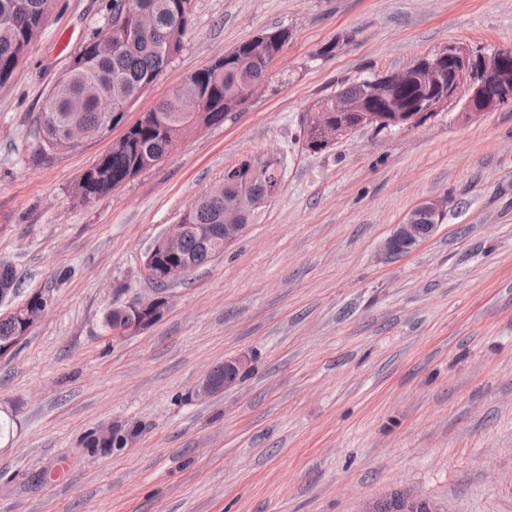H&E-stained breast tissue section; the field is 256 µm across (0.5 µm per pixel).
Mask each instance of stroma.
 Instances as JSON below:
<instances>
[{
	"mask_svg": "<svg viewBox=\"0 0 512 512\" xmlns=\"http://www.w3.org/2000/svg\"><path fill=\"white\" fill-rule=\"evenodd\" d=\"M108 0H53L0 87V261L45 317L0 358V512H360L411 491L447 512H512V106L306 150L340 84L451 45L512 47V0H192L171 66L124 116L256 34L290 37L267 88L165 160L83 204L81 174L121 134L40 160L47 95ZM341 49L316 58L323 45ZM278 158V196L224 253L174 282L167 317L112 335L113 303L152 295L155 240L245 161ZM441 198L425 242L390 255L410 211ZM234 388L196 397L225 358ZM134 429L94 456L84 440ZM247 366L248 362L243 356L225 358L224 365H218L212 370L217 380L224 383L216 384L209 372L196 385V396L206 398L235 387L243 379Z\"/></svg>",
	"mask_w": 512,
	"mask_h": 512,
	"instance_id": "35a3bbf8",
	"label": "stroma"
}]
</instances>
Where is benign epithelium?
I'll return each instance as SVG.
<instances>
[{
    "label": "benign epithelium",
    "instance_id": "1",
    "mask_svg": "<svg viewBox=\"0 0 512 512\" xmlns=\"http://www.w3.org/2000/svg\"><path fill=\"white\" fill-rule=\"evenodd\" d=\"M509 49H494L477 53L465 46L448 48V56L422 57L409 66L382 74L367 82L364 94L345 104H336V111L351 113L348 124L326 122L320 126V139L329 148L353 135L361 128L376 131H404L418 127L441 112L455 114L457 120H473L485 112L504 105L512 106V63L506 60ZM413 84L429 91L411 108L400 109L391 103L395 91ZM259 203L245 189L237 190L233 202L224 208V246L233 243L245 230L242 217ZM445 202L430 199L417 206L396 225L385 242L389 255L404 254L430 236L441 223ZM431 223L426 224L424 220ZM188 225L174 224L153 245L145 259L152 262L156 248L177 254ZM171 307L170 295L160 292L136 304L112 303V309L120 310L129 318L127 325L112 330L113 335L123 338L138 334L159 323V317L167 316ZM248 362L237 356L224 359V383L218 385L211 374H206L196 385L195 394L206 398L235 387L243 379ZM401 512H446L433 499L410 492L405 493Z\"/></svg>",
    "mask_w": 512,
    "mask_h": 512
}]
</instances>
